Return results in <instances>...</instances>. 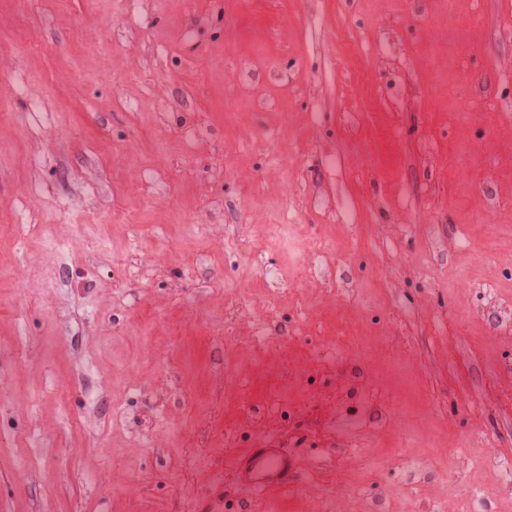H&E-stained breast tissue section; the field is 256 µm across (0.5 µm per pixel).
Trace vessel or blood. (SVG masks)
Wrapping results in <instances>:
<instances>
[{
    "label": "vessel or blood",
    "instance_id": "vessel-or-blood-1",
    "mask_svg": "<svg viewBox=\"0 0 512 512\" xmlns=\"http://www.w3.org/2000/svg\"><path fill=\"white\" fill-rule=\"evenodd\" d=\"M299 468L298 458L269 436L259 439L234 465L244 489L255 495L287 485Z\"/></svg>",
    "mask_w": 512,
    "mask_h": 512
}]
</instances>
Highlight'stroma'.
Returning a JSON list of instances; mask_svg holds the SVG:
<instances>
[{"label":"stroma","instance_id":"obj_1","mask_svg":"<svg viewBox=\"0 0 512 512\" xmlns=\"http://www.w3.org/2000/svg\"><path fill=\"white\" fill-rule=\"evenodd\" d=\"M0 512H512V0H0ZM300 468L298 458L274 437H263L235 461L234 469L248 492L262 495L283 487Z\"/></svg>","mask_w":512,"mask_h":512}]
</instances>
